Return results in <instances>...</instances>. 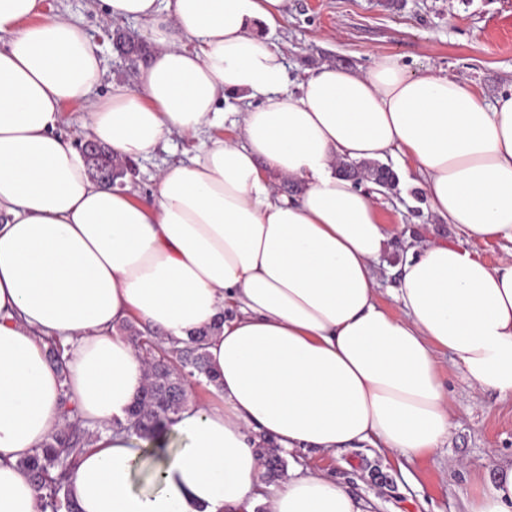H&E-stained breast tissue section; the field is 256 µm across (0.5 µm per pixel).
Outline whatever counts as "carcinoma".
<instances>
[{
    "instance_id": "carcinoma-1",
    "label": "carcinoma",
    "mask_w": 512,
    "mask_h": 512,
    "mask_svg": "<svg viewBox=\"0 0 512 512\" xmlns=\"http://www.w3.org/2000/svg\"><path fill=\"white\" fill-rule=\"evenodd\" d=\"M95 165L112 169L111 186L128 173L127 161L112 155L107 148L98 154ZM339 166L344 176L356 183L370 179L385 189L396 184V174L385 165L342 161ZM119 331L135 343L148 372L146 383L130 406L126 420H116L113 426L153 441L154 447L164 452L167 430L187 405L189 380L215 381L206 352L209 330L195 331L187 340L168 346L154 332H144L128 323L120 325ZM73 417L75 409L65 410V425L18 463L39 493L42 512H79L71 494L70 476L77 457L93 442L94 432L79 421H71ZM255 452L262 458L269 477L275 478L284 472L286 460L273 440L261 439Z\"/></svg>"
}]
</instances>
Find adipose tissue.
Masks as SVG:
<instances>
[{"label": "adipose tissue", "mask_w": 512, "mask_h": 512, "mask_svg": "<svg viewBox=\"0 0 512 512\" xmlns=\"http://www.w3.org/2000/svg\"><path fill=\"white\" fill-rule=\"evenodd\" d=\"M135 20L154 50L134 87L97 92L99 48L44 0H0V512H40L20 459L76 405L93 445L72 475L80 512H361L329 474L294 465L260 495L258 437L284 451L369 444L425 455L449 436L439 352L478 389L512 397V258L489 266L462 239L512 242V93L381 57L364 74L323 65L288 89L263 34L288 0H93ZM250 99L238 139L209 138L139 198L89 175L60 132L80 106L89 140L149 157L171 131L215 125ZM400 153L459 242L405 238L396 301L376 267L395 232L341 159ZM303 184L277 193L278 180ZM163 340L214 327L213 401L183 411L179 447L151 462L112 428L146 379L117 328ZM64 346V370L44 356ZM145 485H138V477ZM469 512H512V460L475 483Z\"/></svg>", "instance_id": "adipose-tissue-1"}]
</instances>
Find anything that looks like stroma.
I'll return each instance as SVG.
<instances>
[{"label":"stroma","instance_id":"1","mask_svg":"<svg viewBox=\"0 0 512 512\" xmlns=\"http://www.w3.org/2000/svg\"><path fill=\"white\" fill-rule=\"evenodd\" d=\"M60 12L100 49V94L116 82L133 84L142 60L121 56L112 35L142 41L139 24L94 12L90 0H45L46 15ZM271 39L286 57L293 88L324 63L364 73L382 56L396 55L410 72L458 77L489 100L512 91V0H290ZM212 132L169 133L152 156L134 161L125 186L151 194L159 170L188 162ZM386 164L397 183L375 198L384 223L417 239L448 238L447 224L433 217L414 184L411 164L393 157ZM439 359L452 396L450 434L441 448L404 456L364 444L332 456L299 451L294 462L331 474L367 512H468L472 473L494 478L499 461L512 458V398L476 391L448 354Z\"/></svg>","mask_w":512,"mask_h":512}]
</instances>
